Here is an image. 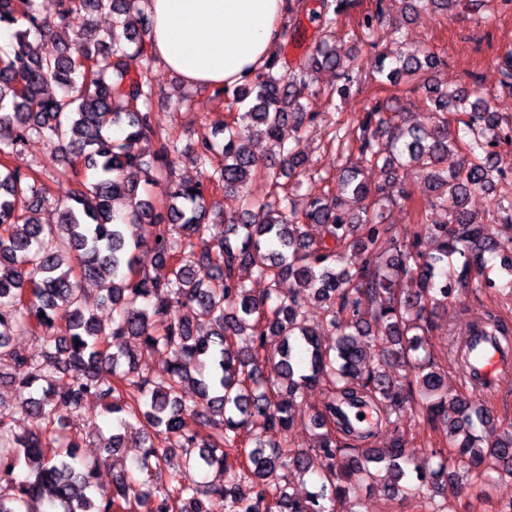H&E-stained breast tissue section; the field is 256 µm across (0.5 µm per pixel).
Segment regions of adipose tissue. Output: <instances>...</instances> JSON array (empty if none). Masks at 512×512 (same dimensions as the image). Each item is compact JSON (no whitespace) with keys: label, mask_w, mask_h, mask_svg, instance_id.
Returning <instances> with one entry per match:
<instances>
[{"label":"adipose tissue","mask_w":512,"mask_h":512,"mask_svg":"<svg viewBox=\"0 0 512 512\" xmlns=\"http://www.w3.org/2000/svg\"><path fill=\"white\" fill-rule=\"evenodd\" d=\"M152 51L195 86L233 87L270 59L285 0H146Z\"/></svg>","instance_id":"obj_1"}]
</instances>
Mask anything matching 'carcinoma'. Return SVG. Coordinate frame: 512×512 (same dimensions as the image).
I'll return each instance as SVG.
<instances>
[{
  "label": "carcinoma",
  "mask_w": 512,
  "mask_h": 512,
  "mask_svg": "<svg viewBox=\"0 0 512 512\" xmlns=\"http://www.w3.org/2000/svg\"><path fill=\"white\" fill-rule=\"evenodd\" d=\"M144 2L0 0V24L15 27L8 49H0V133L8 136L0 155L40 143L66 163L53 177L65 198L54 226L36 218L50 190L42 166L22 175L0 163V372L8 371L16 390L13 410L0 411V512H37L32 505L45 498L49 512H336L338 504L361 512L357 489L380 480L396 494L430 499L443 486L446 467L413 464L399 435L388 448L371 447L415 386L420 413L444 423L474 480L512 477V432L481 447L477 429L494 416L474 398L449 392L433 362L415 356L426 348L434 309L469 288L512 290V257L501 260L500 279L487 275L500 242L468 209L473 193L507 181L496 148L512 144V123L497 116L492 94L430 87L424 102L432 124H413L392 103L425 86L426 72L445 57L435 46L382 56L379 78L360 88L374 102L371 110L358 126L339 119L332 130L341 150L357 152L382 179L368 183L360 167H347L335 188L296 209L280 179L309 171L296 134L315 119L306 107L315 75L329 69L344 80L325 91L331 100L354 85L351 66L336 51L337 18L353 0H317L311 12L323 33L315 49L290 70L273 57L233 91L214 88L211 101L224 105L228 121L187 149L206 176L172 182L156 204L139 197V185L172 176L179 149L152 120L161 91L126 69L130 56L149 64L156 59ZM372 2L357 17L352 38L385 25L384 0ZM400 3L406 18L430 7L451 12L459 0ZM93 11L112 14V31L89 30ZM73 27L76 38L58 53L30 51V34L54 38ZM496 61L501 85L511 90L512 44ZM254 136L280 147L267 173L272 191L262 200L244 195L255 176ZM133 141L147 143L152 160L131 152ZM454 155L461 162L450 168ZM399 167L426 174L445 211L439 224L417 219L435 242L432 254L418 249L421 235L404 245L385 221L386 204L405 197ZM217 188L238 195L241 211H213L208 197ZM348 197L364 202L359 213L345 208ZM118 199L126 212L114 208ZM129 223L144 230L141 240L128 242ZM142 244L155 254L152 273L137 265ZM350 251L361 265L353 274L336 270ZM245 272L267 281L264 296L251 294ZM403 277L416 287L397 290ZM79 278L100 284L96 302L78 288ZM283 279L297 286L288 297L278 293ZM308 300L325 307L333 343L322 344L306 325ZM102 303L112 306L106 329L93 313ZM60 306L72 310L63 331L55 322ZM16 331L34 336L40 359L11 345ZM471 332L494 337L505 350L512 345V322L499 314L479 318ZM131 338L171 355L164 377L137 368L127 350ZM243 340L250 343L246 354L237 349ZM389 359L397 366L391 373L381 369ZM192 362L196 378L188 370ZM60 373L70 382L57 384ZM189 382L196 385L190 401ZM316 384L327 391L309 422L319 430L317 444L293 451L284 442H261L257 428L288 435L297 398ZM88 397L104 402L118 422L103 450L129 447L133 433L138 470L161 472L179 448L184 471L170 475L158 494L130 472L113 478L111 492H96L93 466L77 457L76 444L53 447L62 413ZM363 408L372 415L366 426L354 421ZM18 419L31 425L23 435L13 432ZM161 434L166 447L154 443ZM213 467L224 471V483L196 479ZM290 468L315 475L303 498L283 485Z\"/></svg>",
  "instance_id": "obj_1"
}]
</instances>
